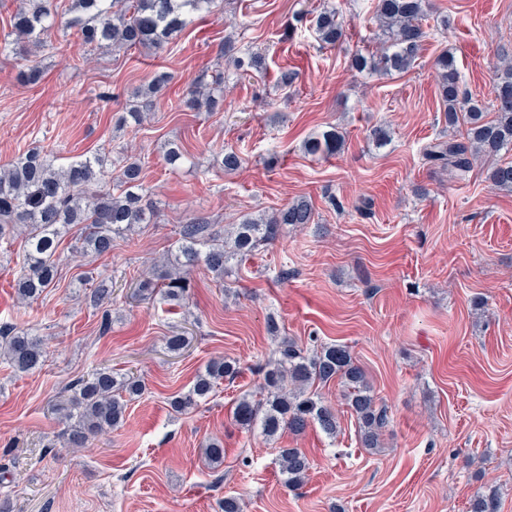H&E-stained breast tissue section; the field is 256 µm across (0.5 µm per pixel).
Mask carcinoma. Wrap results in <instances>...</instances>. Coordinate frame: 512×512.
<instances>
[{"instance_id":"cac0c4a2","label":"carcinoma","mask_w":512,"mask_h":512,"mask_svg":"<svg viewBox=\"0 0 512 512\" xmlns=\"http://www.w3.org/2000/svg\"><path fill=\"white\" fill-rule=\"evenodd\" d=\"M28 7L14 16V29L26 37L48 31V0H26ZM214 0H74L80 39L89 46L136 48L162 47L172 34L186 26L188 15L209 9ZM429 0H375L379 48L367 55L353 57L352 68L372 74L405 73L422 49L426 31L423 21ZM317 39L334 47L344 36L336 11L324 10L314 21ZM234 43L224 45L237 71L260 69L259 55L234 54ZM439 91L448 125L462 121L467 126L466 141L445 140L428 144L425 159L459 178L465 177L472 158H494L512 151V59L499 60L493 92L496 114L488 120L484 108L462 90L461 78L453 56L444 52L435 61ZM220 97L196 87L180 102L192 109L201 105L213 111ZM343 136L334 128L308 138L304 150L311 156H334L343 147ZM144 162L126 155L119 164L96 154L84 156L65 168L55 166L52 157L37 150L20 156L0 171V240L19 231L25 238V254L16 272L17 297L22 301L38 298L54 286L61 257L57 254L63 238L74 227H81L75 250L104 255L112 252L115 239L132 233L139 224H148L154 205L146 199ZM487 180L500 191L512 192V163H495L487 169ZM314 221L313 206L305 198L268 215L246 214L217 239L212 225L193 219L181 226L180 239L153 278L136 283L135 296L141 300L160 297L176 305L189 299L188 275L199 263L222 279L229 274L231 261L251 255L262 245L279 238L286 226H303ZM268 331L277 342L272 357L262 368L263 397L241 395L233 408L234 421L264 438H275L285 429L301 433L313 424L330 438L336 436V412L326 405L317 388L332 381L345 389L344 399L357 418L361 444L365 448L382 447L383 432L390 424L387 409L377 404L363 369L349 349L341 344H325L308 353L293 341L279 336V326L268 321ZM0 357L14 371L29 373L45 363L43 340L25 333L0 330ZM238 373L236 362L211 361L205 372L196 375L187 392L173 397L170 408L176 414L207 400L219 381ZM72 397L67 406L54 411L67 423L62 432L67 448H82L92 438L121 427L127 401L123 394H143L141 381L122 377L101 367L90 378L71 384ZM205 454L213 467L224 462V446L219 440L207 443ZM279 462L285 486L294 488L307 479L309 457L297 448H282ZM471 512H499L495 493L478 492L473 496Z\"/></svg>"}]
</instances>
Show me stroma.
Returning <instances> with one entry per match:
<instances>
[{"label":"stroma","mask_w":512,"mask_h":512,"mask_svg":"<svg viewBox=\"0 0 512 512\" xmlns=\"http://www.w3.org/2000/svg\"><path fill=\"white\" fill-rule=\"evenodd\" d=\"M70 5L51 0L53 25L38 45L12 27L21 0H0V168L35 148L60 167L93 153L138 155L159 214L105 256L72 253L65 238L59 281L32 303L14 288L23 238L0 242V326L42 338L46 355L22 375L0 360V512H218L227 495L242 512H469L480 490L512 512V193L492 189L491 159L458 180L421 155L432 140L465 136L444 120L438 55L451 53L463 90L492 106L499 56L512 52V0H431L418 59L381 76L351 66L377 46L374 0H217L162 48L119 51L87 50L68 25ZM326 6L344 38L323 48L312 14ZM228 38L261 55L262 72L239 76ZM36 61L44 76L31 85ZM158 72L170 81L143 124L119 128ZM218 72L223 111L171 110ZM331 126L345 136L342 151L305 154L304 141ZM377 126L391 137L382 148L370 136ZM170 142L188 157L175 172L164 161ZM227 148L242 169L222 170ZM300 197L314 223L285 228L224 281L194 269L186 306L133 298L180 225L203 218L220 232ZM100 279L112 288L101 307L90 300ZM271 319L301 348L349 347L389 410L382 448L361 447L334 383L321 394L338 414L336 438L311 426L267 442L236 424V399L259 387L275 347ZM177 334L186 343L174 353L166 339ZM217 357L238 362L236 378L172 413L170 398ZM103 366L134 371L145 391L120 428L64 447L52 407ZM211 438L224 444L215 469L202 454ZM283 448L313 462L299 487L284 484Z\"/></svg>","instance_id":"1"}]
</instances>
